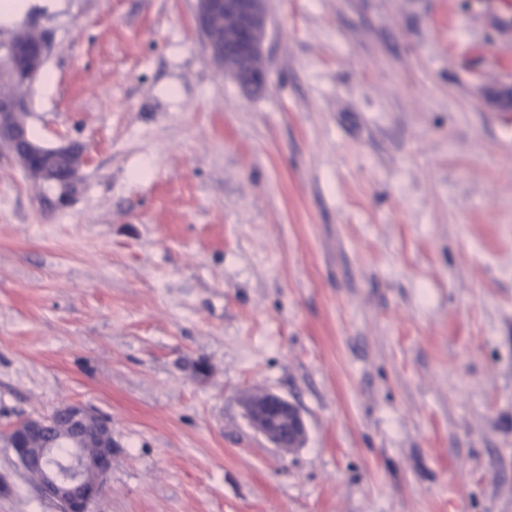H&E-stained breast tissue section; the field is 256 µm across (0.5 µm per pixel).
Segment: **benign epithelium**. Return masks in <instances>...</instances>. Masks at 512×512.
I'll return each instance as SVG.
<instances>
[{
    "mask_svg": "<svg viewBox=\"0 0 512 512\" xmlns=\"http://www.w3.org/2000/svg\"><path fill=\"white\" fill-rule=\"evenodd\" d=\"M193 21L209 55L220 61L230 53L246 59L262 55L269 36L266 0H197ZM51 47V34L47 31L40 32L32 44H0V76L23 89L19 94L0 96V149L6 150L31 179L54 192L57 202L64 205L77 194L82 182L73 179L61 162L70 161L79 169L88 165L85 146L76 141L47 146L32 138L27 122L19 120L20 115L29 112L27 90L36 84ZM229 75L244 89L261 88L268 79V71L262 66L247 74L235 68ZM243 409L249 425L276 448H294L305 436L299 410L280 395L268 391L254 394L245 400ZM58 412L69 420L71 431L49 440L48 447L38 456L33 453L31 440L46 433L50 416L19 420L0 430V440L6 441L19 466H34L41 471L39 492L55 501L60 512H92L112 470V423L81 403L63 405ZM93 420L104 431L103 443L98 455L88 458L84 453V429ZM58 448L69 449L66 472L53 463Z\"/></svg>",
    "mask_w": 512,
    "mask_h": 512,
    "instance_id": "benign-epithelium-1",
    "label": "benign epithelium"
}]
</instances>
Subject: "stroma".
<instances>
[{
  "instance_id": "stroma-1",
  "label": "stroma",
  "mask_w": 512,
  "mask_h": 512,
  "mask_svg": "<svg viewBox=\"0 0 512 512\" xmlns=\"http://www.w3.org/2000/svg\"><path fill=\"white\" fill-rule=\"evenodd\" d=\"M242 91L197 0H32L40 142L0 153V429L112 422L94 512H512V0H266ZM300 411L283 452L246 421ZM0 512H59L0 447ZM35 43L3 42L0 47V75L25 92L0 96V149L6 150L34 181L55 193L57 202L66 204L82 186L61 166L70 161L80 169L89 164L85 146L76 141L47 146L31 137L26 121L18 117L29 112L27 90L31 89L51 52L52 39L39 32ZM41 75V74H40ZM232 80L244 89H258L264 86L268 79V71L263 66H255L248 74L239 69L228 70ZM243 409L249 425L275 448L290 450L305 436L299 410L280 395L268 391L254 394L245 400Z\"/></svg>"
}]
</instances>
